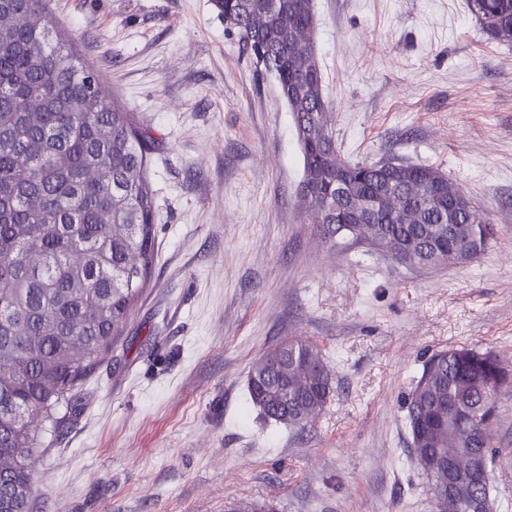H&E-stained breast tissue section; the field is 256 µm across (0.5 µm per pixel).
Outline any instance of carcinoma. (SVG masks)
<instances>
[{"instance_id": "carcinoma-1", "label": "carcinoma", "mask_w": 512, "mask_h": 512, "mask_svg": "<svg viewBox=\"0 0 512 512\" xmlns=\"http://www.w3.org/2000/svg\"><path fill=\"white\" fill-rule=\"evenodd\" d=\"M213 5L242 51L278 82L302 155L300 194L332 245L360 241L344 228L357 202L394 194L411 223L379 211L369 245L395 263L452 268L485 252L493 229L471 203L448 209L455 188L439 168L341 156L313 48V0ZM468 5L489 39L512 44V0ZM0 22V512H30L38 438L17 411L52 417L122 335L154 266L156 204L144 174L151 141L129 113L109 102L69 109L103 98L101 78L67 40L44 39L55 28L44 0H0ZM296 30L304 39L294 44ZM95 153L106 158L107 181L86 171ZM79 252L88 260L77 269ZM511 377L490 351L442 350L423 364L405 406L411 454L428 479L450 454L493 461L494 395ZM247 389L266 418L296 427L326 407L332 376L316 344L288 339L252 366Z\"/></svg>"}]
</instances>
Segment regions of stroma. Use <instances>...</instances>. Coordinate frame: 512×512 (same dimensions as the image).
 I'll return each instance as SVG.
<instances>
[{
  "mask_svg": "<svg viewBox=\"0 0 512 512\" xmlns=\"http://www.w3.org/2000/svg\"><path fill=\"white\" fill-rule=\"evenodd\" d=\"M48 5L153 140L156 258L77 405L33 423L31 512H432L405 423L414 378L449 348L512 369V45L467 0H314L342 156L438 167L494 226L478 260L408 269L311 222L277 81L210 0ZM288 339L315 342L334 377L302 429L247 391ZM496 401L490 497L512 512V383Z\"/></svg>",
  "mask_w": 512,
  "mask_h": 512,
  "instance_id": "stroma-1",
  "label": "stroma"
}]
</instances>
